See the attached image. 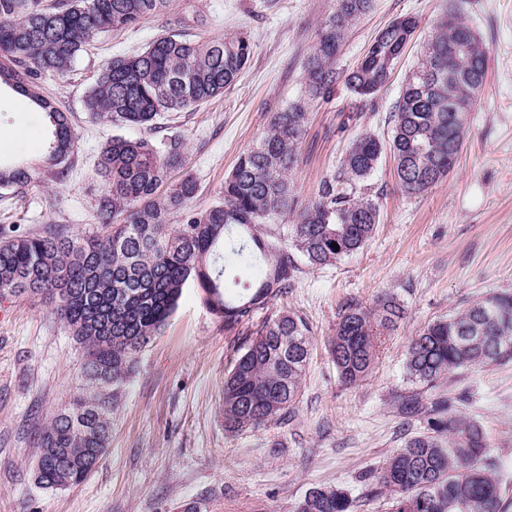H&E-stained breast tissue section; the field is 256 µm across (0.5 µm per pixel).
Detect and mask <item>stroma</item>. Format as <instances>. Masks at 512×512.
Segmentation results:
<instances>
[{
	"label": "stroma",
	"mask_w": 512,
	"mask_h": 512,
	"mask_svg": "<svg viewBox=\"0 0 512 512\" xmlns=\"http://www.w3.org/2000/svg\"><path fill=\"white\" fill-rule=\"evenodd\" d=\"M448 0H374L349 29L337 66L356 68L374 36L394 18L419 26L375 102L345 84L309 104V120L290 174L302 202L314 200L363 131L389 139L387 116L407 76L437 33ZM336 0H173L167 13L95 36L64 76L48 75L41 91L68 112L76 133L69 175L56 180L42 157L46 130L38 109L0 90V159L32 168L19 189L0 188V224L41 234L54 224L101 232L96 172L102 144L118 126L91 117L83 99L101 65L141 50L153 38L187 32L224 37L247 31L252 56L236 82L197 108L168 112L157 128L138 129L154 141L180 137L185 172L197 183L193 204L218 200L239 155L267 127L271 113L299 96L319 25ZM465 15L490 51L489 74L469 112L453 171L425 194L403 192L391 156H382L368 184L379 225L362 250L321 268L301 266L290 288L256 308L248 323L225 327L200 290L184 288L165 327L138 354L112 414V442L79 485L43 488L34 480L33 440L78 382L81 351L45 300L0 299V512H294L314 488L340 487L353 512H387V499L365 481L369 471L424 431L423 414L406 410L466 394L458 406L477 419L500 475L512 486V364L459 372L433 388L407 381L411 337L433 320L461 311L489 293L512 290V0H467ZM397 297L405 317L384 337L367 379L344 385L326 346L348 305ZM282 311L308 323L312 350L298 399L280 419L230 433L220 412L224 376L263 321Z\"/></svg>",
	"instance_id": "1"
}]
</instances>
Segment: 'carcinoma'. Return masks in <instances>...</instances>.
I'll return each mask as SVG.
<instances>
[{
	"label": "carcinoma",
	"instance_id": "obj_1",
	"mask_svg": "<svg viewBox=\"0 0 512 512\" xmlns=\"http://www.w3.org/2000/svg\"><path fill=\"white\" fill-rule=\"evenodd\" d=\"M171 2L0 0V86L42 110L51 126L45 162L58 178L67 175L76 137L68 114L41 95V75L69 72L95 35L135 27ZM372 7L373 0H337L318 29L303 95L272 113L209 208L192 205V177L170 181L183 163V140L114 135L97 158L106 184L96 201L105 235L73 233L63 225L28 235L0 226V297L49 301L82 350L79 383L34 440L45 458L39 486L77 485L86 467L101 462L112 437V412L142 340L159 334L188 284L200 288L224 323L244 324L257 306L289 286L299 263L333 264L374 237L379 210L367 181L384 154L393 156L408 195L427 192L454 169L468 114L487 81L489 49L452 7L442 21L445 32L429 45L390 112V139L368 131L358 135L315 199L296 208L288 175L309 101L330 98L341 79L360 99L374 100L386 84L389 59L402 56L418 27L412 16L390 21L345 76L336 69V56L346 30ZM251 52L244 31L222 39L160 37L141 51L108 59L86 92L85 110L115 125L151 127L166 112L224 94ZM30 179L29 169L0 162V188ZM289 214L293 223H282ZM259 267L264 276L240 287L237 272ZM404 315L387 294L371 307L345 309L328 341L344 384L371 373L382 336ZM309 357V327L300 315L281 312L266 319L224 378V427L258 428L286 413L299 395ZM509 362L512 290L505 289L422 327L411 339L405 366L412 383L432 387L458 370ZM427 425L368 474L378 493L388 496L391 512H509L512 499L500 479V460L481 423L457 414L448 399L432 403ZM352 507L343 489L323 487L311 489L295 512Z\"/></svg>",
	"mask_w": 512,
	"mask_h": 512
}]
</instances>
